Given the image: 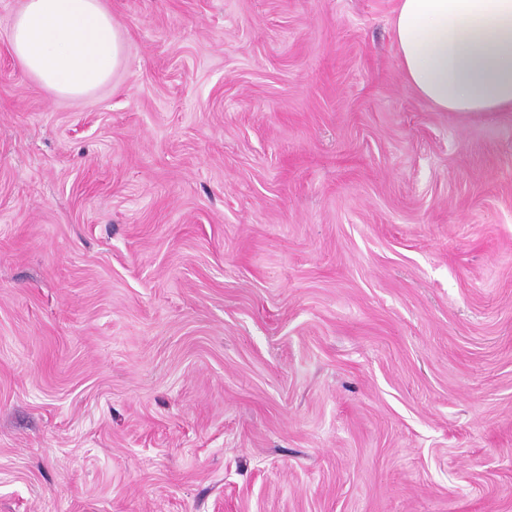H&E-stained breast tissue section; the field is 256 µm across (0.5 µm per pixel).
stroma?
<instances>
[{
  "label": "stroma",
  "mask_w": 512,
  "mask_h": 512,
  "mask_svg": "<svg viewBox=\"0 0 512 512\" xmlns=\"http://www.w3.org/2000/svg\"><path fill=\"white\" fill-rule=\"evenodd\" d=\"M0 0V512H512V112L406 82L396 0ZM8 38L22 70L62 96L93 93L125 59L104 0H24Z\"/></svg>",
  "instance_id": "obj_1"
}]
</instances>
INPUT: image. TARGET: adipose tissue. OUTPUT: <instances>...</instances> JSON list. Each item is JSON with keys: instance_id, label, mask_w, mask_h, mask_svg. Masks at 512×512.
<instances>
[{"instance_id": "obj_1", "label": "adipose tissue", "mask_w": 512, "mask_h": 512, "mask_svg": "<svg viewBox=\"0 0 512 512\" xmlns=\"http://www.w3.org/2000/svg\"><path fill=\"white\" fill-rule=\"evenodd\" d=\"M404 77L442 112L512 109V0H397ZM9 44L22 70L62 96L106 84L125 59L104 0H24Z\"/></svg>"}]
</instances>
